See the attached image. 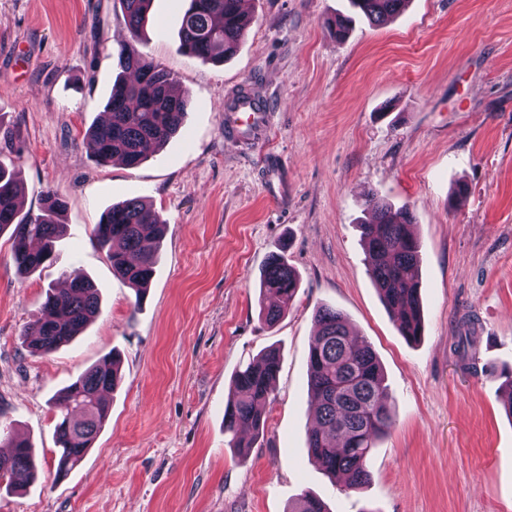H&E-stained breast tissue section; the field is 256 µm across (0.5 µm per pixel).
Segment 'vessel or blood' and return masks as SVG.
Masks as SVG:
<instances>
[{
	"label": "vessel or blood",
	"mask_w": 512,
	"mask_h": 512,
	"mask_svg": "<svg viewBox=\"0 0 512 512\" xmlns=\"http://www.w3.org/2000/svg\"><path fill=\"white\" fill-rule=\"evenodd\" d=\"M271 107L265 96L246 90L224 103V137L230 141L258 143L271 126Z\"/></svg>",
	"instance_id": "b4317fda"
}]
</instances>
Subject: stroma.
Listing matches in <instances>:
<instances>
[{
  "label": "stroma",
  "instance_id": "stroma-1",
  "mask_svg": "<svg viewBox=\"0 0 512 512\" xmlns=\"http://www.w3.org/2000/svg\"><path fill=\"white\" fill-rule=\"evenodd\" d=\"M236 53L179 52L183 0H152L142 49L190 104L182 134L140 166H100L84 133L103 117L130 38L118 0H0V154L38 212L67 202L64 237L19 276L0 235V414L39 472L0 512H288L302 493L330 512H512V0H407L375 27L327 31L349 0H246ZM252 87L274 112L267 139H224V101ZM408 207L423 245L419 341L398 332L368 272V194ZM141 198L166 222L143 302L93 238L112 204ZM284 246L300 289L280 321L259 315L266 259ZM80 269L100 313L69 344L29 355L21 332L47 289ZM346 316L383 368L395 423L345 493L312 463L308 350L319 306ZM472 347L453 350L460 330ZM282 366L248 458L224 441L240 365ZM122 380L83 462L56 476L51 400L111 351Z\"/></svg>",
  "mask_w": 512,
  "mask_h": 512
}]
</instances>
